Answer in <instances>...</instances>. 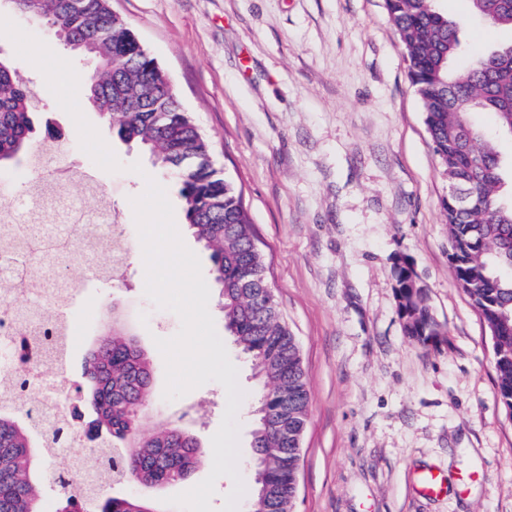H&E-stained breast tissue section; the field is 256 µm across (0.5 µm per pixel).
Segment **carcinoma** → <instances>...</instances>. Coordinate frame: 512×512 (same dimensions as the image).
Masks as SVG:
<instances>
[{
    "mask_svg": "<svg viewBox=\"0 0 512 512\" xmlns=\"http://www.w3.org/2000/svg\"><path fill=\"white\" fill-rule=\"evenodd\" d=\"M473 16L512 30V0H468ZM404 47L408 71L425 112L433 152L459 196L443 201L448 259L460 289L483 319L493 346L499 395L512 408V192L495 138L470 120L489 112L497 131L512 135V43L459 68L457 23L437 0H385ZM21 11L50 17L80 44L91 62L87 95L119 139L148 147L154 163L180 181L187 224L210 251L212 275L225 331L249 358L260 381L254 407L256 465L268 490L253 486L250 512H292L298 491L301 439L308 419L307 377L296 336L282 319L267 282L261 253L241 192L214 166L209 144L177 100L166 73L115 15L109 0H23ZM39 95L0 59V165L20 158L38 167L42 150L31 146ZM482 199L468 209L462 198ZM24 227L20 246L0 258L26 262ZM397 297L404 333L424 344L442 335L411 263L398 265ZM86 386L75 395L96 424L88 437L98 468L163 488L192 476L202 450L197 437L176 426L144 436L139 417L152 374L136 338L120 328L112 305V330L88 350ZM69 428L46 432L30 410L0 404V512H37L38 486L63 490L56 512H159L138 497L75 495L52 466L50 447L64 448Z\"/></svg>",
    "mask_w": 512,
    "mask_h": 512,
    "instance_id": "carcinoma-1",
    "label": "carcinoma"
}]
</instances>
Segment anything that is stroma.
<instances>
[{
  "instance_id": "1",
  "label": "stroma",
  "mask_w": 512,
  "mask_h": 512,
  "mask_svg": "<svg viewBox=\"0 0 512 512\" xmlns=\"http://www.w3.org/2000/svg\"><path fill=\"white\" fill-rule=\"evenodd\" d=\"M158 65L210 144L212 160L241 192L279 310L296 336L307 375L309 416L302 440L294 512H512V416L498 393L485 326L458 288L448 261L440 173L422 102L384 0H110ZM459 24V62L512 42V31L482 22L467 0H438ZM0 15L72 62L80 80L91 66L35 20L0 0ZM0 54L40 92L41 131L57 127L60 149L42 167L0 168V189L19 195L52 171L92 173L133 243L123 280L85 276L94 305L66 309L76 342L69 377L83 361L110 304L144 350L152 371L145 429L168 422L202 447L190 482L160 490L130 482L121 493L153 501L189 490L213 464L211 438L227 404L216 381L168 401L155 338L180 318L144 293L145 266L132 198L146 177L162 185L185 244L211 280L209 251L186 224L175 179L136 144L120 141L87 97L80 109L123 169L99 168L79 147L76 126L41 72L0 36ZM143 171L130 172L133 163ZM409 258L443 330L422 345L406 336L396 299V261ZM208 310L245 393L238 470L251 484L253 406L259 384L231 336L217 300ZM439 470L449 493L424 498L418 471Z\"/></svg>"
}]
</instances>
